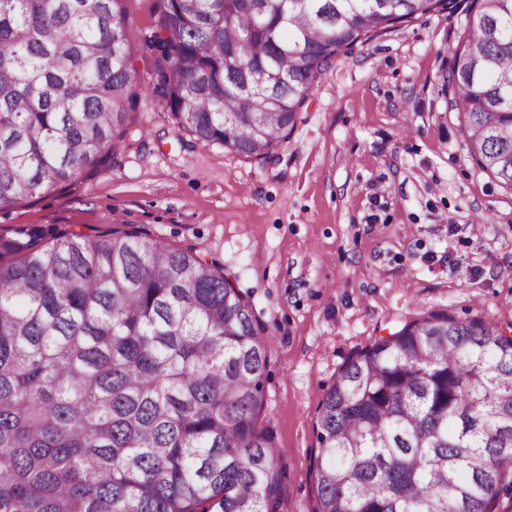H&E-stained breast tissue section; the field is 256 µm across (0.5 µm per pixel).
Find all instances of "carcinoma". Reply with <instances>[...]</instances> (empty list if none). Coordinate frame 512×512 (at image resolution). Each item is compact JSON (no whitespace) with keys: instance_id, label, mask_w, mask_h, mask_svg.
Masks as SVG:
<instances>
[{"instance_id":"1","label":"carcinoma","mask_w":512,"mask_h":512,"mask_svg":"<svg viewBox=\"0 0 512 512\" xmlns=\"http://www.w3.org/2000/svg\"><path fill=\"white\" fill-rule=\"evenodd\" d=\"M0 0V206L107 161L138 102L266 159L317 76L458 0ZM474 164L512 189V0H469L439 76ZM271 337L193 247L125 224L0 229V512H278L261 424ZM315 512H512V335L430 313L380 336L319 404ZM124 6L133 21L134 34L130 45V54L136 59L140 71L150 69L149 59L146 57V47L143 44V35L149 33L157 19V0H125Z\"/></svg>"}]
</instances>
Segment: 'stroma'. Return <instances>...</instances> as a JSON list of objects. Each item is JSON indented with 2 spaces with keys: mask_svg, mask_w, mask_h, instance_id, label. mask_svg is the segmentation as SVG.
I'll return each mask as SVG.
<instances>
[{
  "mask_svg": "<svg viewBox=\"0 0 512 512\" xmlns=\"http://www.w3.org/2000/svg\"><path fill=\"white\" fill-rule=\"evenodd\" d=\"M124 6L148 70L157 0ZM464 24L432 13L334 61L273 158L202 143L143 95L95 174L0 208V227L128 224L223 265L273 337L280 512H314L317 407L355 351L430 312L512 330V190L471 163L438 85Z\"/></svg>",
  "mask_w": 512,
  "mask_h": 512,
  "instance_id": "35a3bbf8",
  "label": "stroma"
}]
</instances>
